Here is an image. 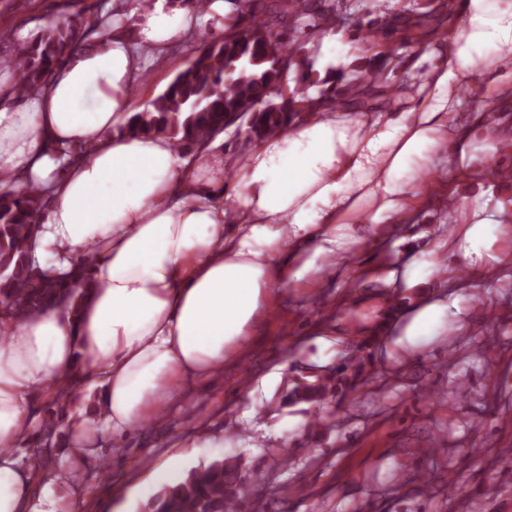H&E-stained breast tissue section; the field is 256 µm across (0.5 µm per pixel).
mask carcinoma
<instances>
[{
	"mask_svg": "<svg viewBox=\"0 0 512 512\" xmlns=\"http://www.w3.org/2000/svg\"><path fill=\"white\" fill-rule=\"evenodd\" d=\"M231 10L222 16L224 35L215 37L201 29L185 46V67L165 90L147 100L143 110L128 120L125 131L138 135L164 134L177 150L202 144L224 128V115L247 112L252 126L247 139L260 140L304 112L331 103H343L355 112H369L385 85L377 56L363 57L364 64L345 73L328 70L320 75L313 61L300 54L303 36L323 34L336 26V4L318 10L309 0H268L271 12L256 11L258 0H224ZM112 18L100 4L82 8L66 23L49 24L19 49L10 65L18 72V88L45 84L60 66L78 37L93 32L105 38L112 25L82 28L83 14ZM292 19L289 35L274 34L272 22ZM433 17L432 0L415 3L408 13L391 21L409 33L435 34L427 29ZM295 73L296 89L284 96L283 85ZM319 87L318 96L308 90ZM47 201L42 191L25 187L0 194V297L12 300L18 320L52 307L79 303L88 296L92 279L89 260H80L62 276H50L31 257L30 238ZM348 364L336 368L334 390L341 394L356 390L361 373L346 375ZM328 387L306 386L294 393L301 399L320 402ZM244 485L238 465L217 459L192 469L187 477L164 489L148 504V512H238L239 492Z\"/></svg>",
	"mask_w": 512,
	"mask_h": 512,
	"instance_id": "carcinoma-1",
	"label": "carcinoma"
}]
</instances>
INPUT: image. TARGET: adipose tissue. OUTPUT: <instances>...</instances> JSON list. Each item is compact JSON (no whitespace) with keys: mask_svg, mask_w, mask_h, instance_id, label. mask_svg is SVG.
Segmentation results:
<instances>
[{"mask_svg":"<svg viewBox=\"0 0 512 512\" xmlns=\"http://www.w3.org/2000/svg\"><path fill=\"white\" fill-rule=\"evenodd\" d=\"M108 39L76 45L47 82L19 93L0 76V192L36 185L48 199L31 255L60 274L92 259L94 287L78 310L18 322L0 312V512H75L53 487L34 492L15 454L37 422L33 395H57L73 370L100 392L99 417L76 411L69 430L87 450L100 431L122 446L164 416L183 388L213 377L267 314L284 279L313 269L308 250L336 251V228L413 216L426 194L417 164L441 151L458 91L476 70L481 106L512 91V0H463L462 22L421 79L377 113L326 106L285 124L244 153L224 134L196 159L162 134L124 128L150 66L186 42L193 6L112 0ZM80 156H73V149ZM502 229L471 213L463 255L483 261Z\"/></svg>","mask_w":512,"mask_h":512,"instance_id":"obj_1","label":"adipose tissue"}]
</instances>
